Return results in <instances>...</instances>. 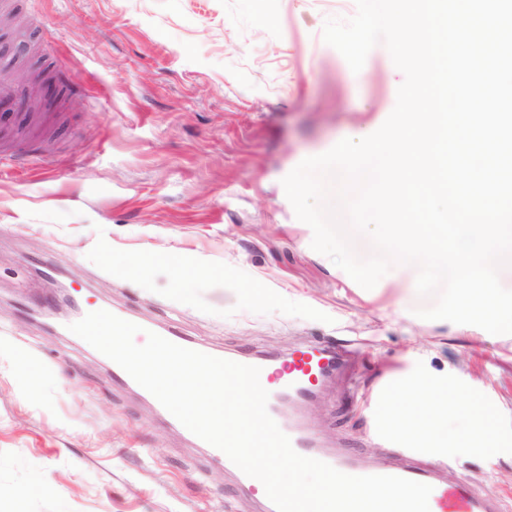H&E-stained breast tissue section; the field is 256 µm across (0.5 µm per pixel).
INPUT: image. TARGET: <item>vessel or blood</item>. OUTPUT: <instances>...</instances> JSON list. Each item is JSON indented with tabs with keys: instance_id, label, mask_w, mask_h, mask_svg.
<instances>
[{
	"instance_id": "1",
	"label": "vessel or blood",
	"mask_w": 512,
	"mask_h": 512,
	"mask_svg": "<svg viewBox=\"0 0 512 512\" xmlns=\"http://www.w3.org/2000/svg\"><path fill=\"white\" fill-rule=\"evenodd\" d=\"M230 359L260 368V383L269 393L268 412L290 438L298 454L321 460L348 475L397 476L430 485V512H498V503L480 497L467 486L448 484L435 468L390 464L368 466L357 458L326 449L324 442L301 417L283 418L282 405L297 408L315 400L325 381L347 370L352 361L349 350L320 343L285 357L271 352L254 356L234 353Z\"/></svg>"
}]
</instances>
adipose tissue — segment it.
<instances>
[{"instance_id":"obj_1","label":"adipose tissue","mask_w":512,"mask_h":512,"mask_svg":"<svg viewBox=\"0 0 512 512\" xmlns=\"http://www.w3.org/2000/svg\"><path fill=\"white\" fill-rule=\"evenodd\" d=\"M463 417L461 443L468 448L491 450L497 446L495 425L480 399H465L428 390L417 394L401 392L386 410L389 427L403 440L431 445L442 437L448 417Z\"/></svg>"}]
</instances>
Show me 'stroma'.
<instances>
[{
	"instance_id": "1",
	"label": "stroma",
	"mask_w": 512,
	"mask_h": 512,
	"mask_svg": "<svg viewBox=\"0 0 512 512\" xmlns=\"http://www.w3.org/2000/svg\"><path fill=\"white\" fill-rule=\"evenodd\" d=\"M14 4L0 67L37 84L47 124L0 114V137L21 141L0 166V512H261L96 349L31 316L68 304L222 352L356 345L351 396L335 383L301 409L321 438L370 464L444 463L512 512V335L417 317L432 300L412 265L363 289L312 249L281 184L396 104L384 45L355 73L323 39L355 0ZM146 252L173 262L122 272ZM421 383L479 397L498 448L463 447L453 418L436 446L401 443L383 411Z\"/></svg>"
}]
</instances>
